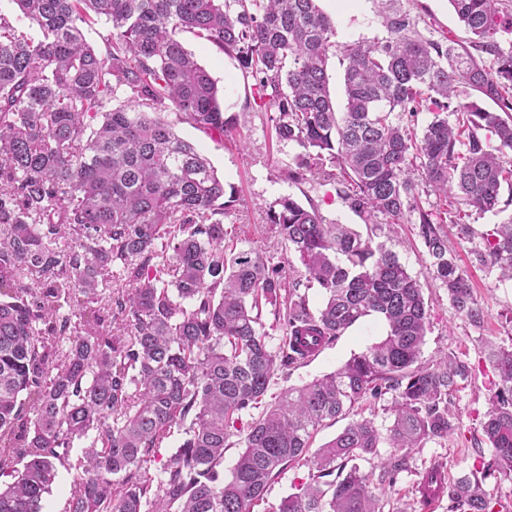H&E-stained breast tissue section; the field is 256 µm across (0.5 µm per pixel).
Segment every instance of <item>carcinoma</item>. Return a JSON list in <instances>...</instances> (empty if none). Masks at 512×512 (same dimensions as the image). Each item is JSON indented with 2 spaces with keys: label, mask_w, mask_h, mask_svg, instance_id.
<instances>
[{
  "label": "carcinoma",
  "mask_w": 512,
  "mask_h": 512,
  "mask_svg": "<svg viewBox=\"0 0 512 512\" xmlns=\"http://www.w3.org/2000/svg\"><path fill=\"white\" fill-rule=\"evenodd\" d=\"M12 2L41 36L0 13V512H43L64 462L78 482L61 512H254L300 463L308 481L276 512H384L376 490L393 487L410 451L455 431L451 396L471 367L449 355L421 361L429 307L383 238L414 223L432 277L476 327L484 310L442 225L472 244L475 265L512 280V217L482 234L464 223L497 210L503 184L512 187V42L498 39L512 14L502 0H449L467 43L425 37L394 0H378L388 36L342 44L318 0ZM99 22L110 28L104 54L85 35ZM185 33L255 79L276 139L300 148L282 175L334 180L366 233L288 195L268 218L298 276L226 246L234 194L162 114L221 140L242 123L225 114ZM332 49L345 65L342 112L329 90ZM463 88L499 111L461 99ZM119 93L127 103L115 106ZM423 111L432 119L417 132ZM432 193L438 205H423ZM302 287L319 289L318 309ZM269 306L282 329L274 350ZM367 319L386 336L288 389L243 430L232 477L221 478L236 423L275 372ZM490 361L499 384L482 431L512 478V344ZM387 395V433L356 420L309 455L324 422ZM174 427L184 440L156 478L149 453ZM383 443L391 453L379 472H362L357 461ZM436 475L451 512H494L485 472L451 483L435 462L424 476Z\"/></svg>",
  "instance_id": "carcinoma-1"
}]
</instances>
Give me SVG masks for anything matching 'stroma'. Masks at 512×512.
I'll list each match as a JSON object with an SVG mask.
<instances>
[{"mask_svg":"<svg viewBox=\"0 0 512 512\" xmlns=\"http://www.w3.org/2000/svg\"><path fill=\"white\" fill-rule=\"evenodd\" d=\"M400 4L415 17L421 33L437 38H463V29L448 0H400ZM320 7L335 25L336 43L373 41L387 35L374 0H355L348 9L338 8L334 0H320ZM184 43L216 81L225 112L247 116L240 136L223 141L185 123L176 126L181 137L194 142L208 157L225 185L234 187L236 200L224 215V225L232 229L239 246L261 249L272 264L287 265L288 253L273 246L268 213L275 200L288 195L301 204H314L326 221L358 223V216L337 198L333 181L312 177L295 184L281 176V169L292 163L298 148L276 139L269 114L260 105L258 88L238 59L189 34L185 35ZM448 240L459 264L467 268L483 305L482 327H473L458 315L448 300L447 289L433 280L426 249L414 225L394 227V248L408 272L420 281L429 304L430 330L422 348V360L429 362L443 354L455 355L472 368L468 381L460 383L452 397L457 430L448 439L412 449L396 484L386 489L385 499L399 512H415L416 485L425 468L436 461L444 464L452 481L472 470L486 469V489L502 503L512 505V480L492 468L493 450L482 432L489 397L499 383L488 350L512 343V281L499 280L497 273L472 265L469 243L453 234ZM383 333L380 324L363 321L305 365L289 372H276L258 407L250 410V417H259L286 389L335 371L352 355L381 340Z\"/></svg>","mask_w":512,"mask_h":512,"instance_id":"1","label":"stroma"}]
</instances>
